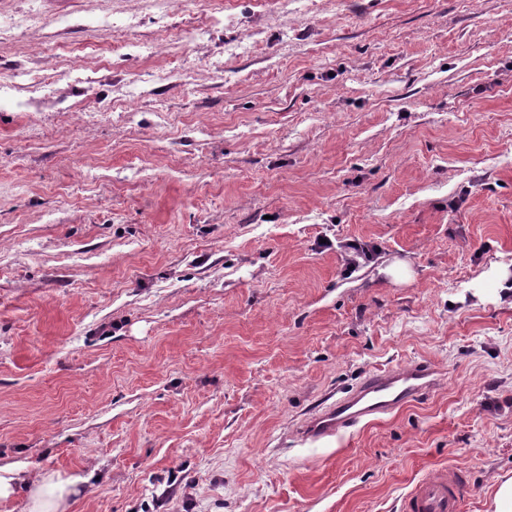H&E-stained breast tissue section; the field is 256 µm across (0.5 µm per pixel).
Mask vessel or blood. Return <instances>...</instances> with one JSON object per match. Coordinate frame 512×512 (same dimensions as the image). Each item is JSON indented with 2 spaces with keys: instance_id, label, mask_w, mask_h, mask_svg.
<instances>
[{
  "instance_id": "obj_1",
  "label": "vessel or blood",
  "mask_w": 512,
  "mask_h": 512,
  "mask_svg": "<svg viewBox=\"0 0 512 512\" xmlns=\"http://www.w3.org/2000/svg\"><path fill=\"white\" fill-rule=\"evenodd\" d=\"M439 372L414 362L369 374L354 390L325 405L308 420L303 437L320 440L381 420L428 395ZM465 484L454 468L428 471L403 500V512H463Z\"/></svg>"
}]
</instances>
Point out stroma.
<instances>
[{"mask_svg":"<svg viewBox=\"0 0 512 512\" xmlns=\"http://www.w3.org/2000/svg\"><path fill=\"white\" fill-rule=\"evenodd\" d=\"M136 25L122 27L125 18ZM0 467L67 512H401L512 477V0H0ZM369 259L349 265L348 243ZM428 397L319 441L368 373ZM462 472L454 468L430 470L403 499L404 512H462ZM24 512H65L67 498L75 492V481L61 480L52 474L31 481Z\"/></svg>","mask_w":512,"mask_h":512,"instance_id":"stroma-1","label":"stroma"}]
</instances>
